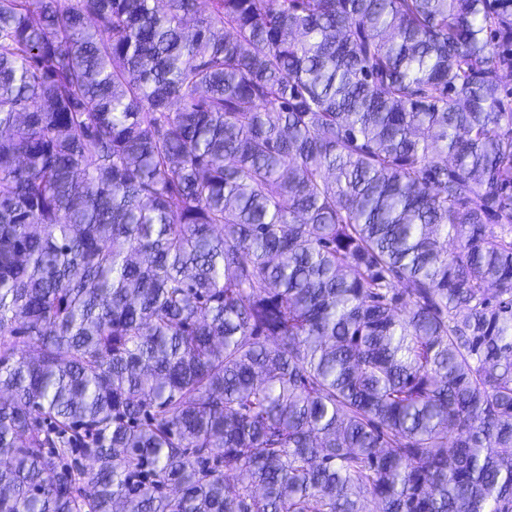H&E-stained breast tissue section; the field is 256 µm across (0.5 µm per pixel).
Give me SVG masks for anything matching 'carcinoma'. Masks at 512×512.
I'll list each match as a JSON object with an SVG mask.
<instances>
[{"label":"carcinoma","instance_id":"1","mask_svg":"<svg viewBox=\"0 0 512 512\" xmlns=\"http://www.w3.org/2000/svg\"><path fill=\"white\" fill-rule=\"evenodd\" d=\"M509 72L512 0H0V512H512Z\"/></svg>","mask_w":512,"mask_h":512}]
</instances>
